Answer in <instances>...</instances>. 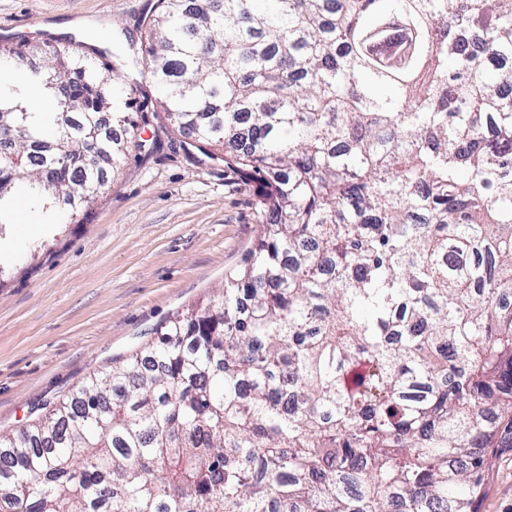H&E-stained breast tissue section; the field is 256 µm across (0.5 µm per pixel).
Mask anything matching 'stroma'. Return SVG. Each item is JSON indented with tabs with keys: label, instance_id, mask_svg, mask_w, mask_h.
I'll use <instances>...</instances> for the list:
<instances>
[{
	"label": "stroma",
	"instance_id": "stroma-1",
	"mask_svg": "<svg viewBox=\"0 0 512 512\" xmlns=\"http://www.w3.org/2000/svg\"><path fill=\"white\" fill-rule=\"evenodd\" d=\"M154 0H0V44L68 37L76 50L140 39ZM90 209L48 233L0 238V431L152 342L173 313L208 299L258 235L256 193L222 159L183 148L163 114ZM480 512H512V448L494 452Z\"/></svg>",
	"mask_w": 512,
	"mask_h": 512
}]
</instances>
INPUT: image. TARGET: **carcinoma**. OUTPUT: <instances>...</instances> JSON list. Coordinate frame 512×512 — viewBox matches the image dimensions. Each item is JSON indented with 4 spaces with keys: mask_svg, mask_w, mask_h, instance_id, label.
I'll return each instance as SVG.
<instances>
[{
    "mask_svg": "<svg viewBox=\"0 0 512 512\" xmlns=\"http://www.w3.org/2000/svg\"><path fill=\"white\" fill-rule=\"evenodd\" d=\"M143 26L110 60L3 51L53 111L0 91V234L19 188L55 224L149 151L138 97L257 184L260 234L221 298L0 432V512H479L512 448V74L486 78L512 0H158Z\"/></svg>",
    "mask_w": 512,
    "mask_h": 512,
    "instance_id": "1",
    "label": "carcinoma"
}]
</instances>
